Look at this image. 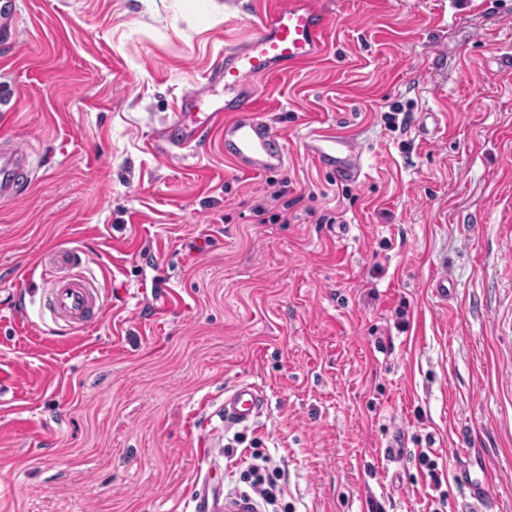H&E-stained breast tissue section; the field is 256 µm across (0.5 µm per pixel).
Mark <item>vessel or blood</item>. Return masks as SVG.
Masks as SVG:
<instances>
[{
  "label": "vessel or blood",
  "instance_id": "vessel-or-blood-1",
  "mask_svg": "<svg viewBox=\"0 0 512 512\" xmlns=\"http://www.w3.org/2000/svg\"><path fill=\"white\" fill-rule=\"evenodd\" d=\"M330 25L327 13L315 0H277L264 16L255 36L245 45L225 49L224 65L214 70L211 86H223V96L203 98L186 93L172 122L159 139L171 148L196 146L214 129L224 132V153L240 169L256 173L283 171L288 163L283 134L257 119L255 94L249 79L279 72L315 58L321 51ZM304 153L337 180L354 183L361 176L360 149L347 135L322 130L302 139ZM30 164L28 150L18 144L0 147V197L18 194L21 174ZM80 255L63 252L56 256L46 282L49 303L69 329L93 327L104 302L93 281L80 267ZM261 391L243 383L224 393V426L232 428L256 420L263 412Z\"/></svg>",
  "mask_w": 512,
  "mask_h": 512
}]
</instances>
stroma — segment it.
Listing matches in <instances>:
<instances>
[{"label": "stroma", "instance_id": "obj_1", "mask_svg": "<svg viewBox=\"0 0 512 512\" xmlns=\"http://www.w3.org/2000/svg\"><path fill=\"white\" fill-rule=\"evenodd\" d=\"M274 2L0 0V145L31 153L0 197V512H193L249 492L255 451L269 512H512V0H319L317 57L252 83L287 168L238 170L218 134L167 154ZM323 127L358 182L304 153ZM60 250L106 302L84 331L45 304ZM239 383L265 407L228 434ZM304 153L341 182L355 183L362 169L357 141L347 135L322 130L310 131L302 139ZM254 479L251 482L253 492L260 497L261 502L271 504L276 498L277 492V472H268L265 467L261 468L259 464H252Z\"/></svg>", "mask_w": 512, "mask_h": 512}]
</instances>
